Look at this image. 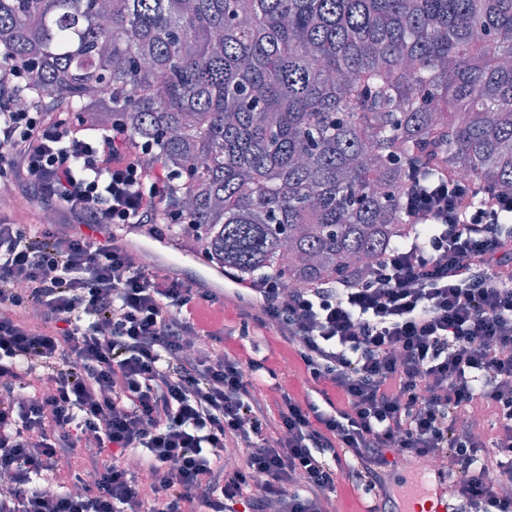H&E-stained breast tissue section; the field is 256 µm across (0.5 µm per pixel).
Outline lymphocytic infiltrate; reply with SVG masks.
I'll use <instances>...</instances> for the list:
<instances>
[{"label": "lymphocytic infiltrate", "mask_w": 512, "mask_h": 512, "mask_svg": "<svg viewBox=\"0 0 512 512\" xmlns=\"http://www.w3.org/2000/svg\"><path fill=\"white\" fill-rule=\"evenodd\" d=\"M0 49V512H336L397 459L454 475L448 512H512V197L411 186L405 241L358 282L224 290L132 262L181 222L152 145L31 100ZM287 343L303 389L267 399ZM262 334L261 331H255L251 336L244 338L241 336H224V340L226 344L232 348L242 346V350L256 358L265 355H276L278 360L288 358V362H281L277 379H272L267 374L260 373V388L268 397L273 395L272 388L275 383H280L282 386H285L288 382V386H299L302 381V376L295 370L294 358L291 354H288V346L274 341L271 336H266L271 344L267 343L264 338L265 336H262ZM286 372H288V381L284 378V373Z\"/></svg>", "instance_id": "f902f5d3"}]
</instances>
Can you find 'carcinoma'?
<instances>
[{
  "label": "carcinoma",
  "instance_id": "obj_1",
  "mask_svg": "<svg viewBox=\"0 0 512 512\" xmlns=\"http://www.w3.org/2000/svg\"><path fill=\"white\" fill-rule=\"evenodd\" d=\"M28 94L120 122L210 262L355 282L413 180L512 197V0H0Z\"/></svg>",
  "mask_w": 512,
  "mask_h": 512
}]
</instances>
